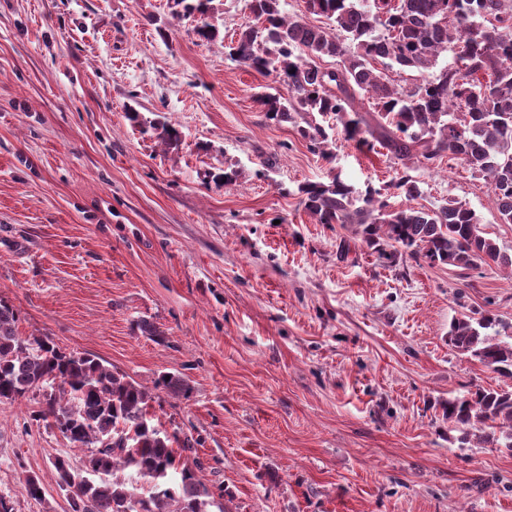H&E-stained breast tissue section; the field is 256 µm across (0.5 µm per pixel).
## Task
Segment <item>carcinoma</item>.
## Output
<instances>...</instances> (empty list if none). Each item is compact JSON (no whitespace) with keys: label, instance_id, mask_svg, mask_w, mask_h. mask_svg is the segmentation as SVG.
Listing matches in <instances>:
<instances>
[{"label":"carcinoma","instance_id":"cac0c4a2","mask_svg":"<svg viewBox=\"0 0 512 512\" xmlns=\"http://www.w3.org/2000/svg\"><path fill=\"white\" fill-rule=\"evenodd\" d=\"M214 0H172L177 19L197 17L196 34L219 37L209 21ZM283 0H246L248 20L227 45L230 60L287 88L288 95H258L266 117L295 122L308 149L332 158L335 127L362 149L378 142L401 163L388 189L404 198L392 207L379 190H359L330 171L327 179L298 186L304 209L319 224L349 225L390 264L407 255L457 268L470 277L493 263L512 271V255L484 232L476 212L448 198L436 208L414 206L423 195L413 166L459 162L489 186L500 220L512 223V9L500 0H306L311 25L283 10ZM453 63L438 66L448 45ZM331 58L336 65L323 66ZM383 68L378 69L373 62ZM397 67L421 74L411 87L397 82ZM439 68L433 76L425 73ZM367 98L375 123L354 107ZM167 144L178 130L151 121ZM17 311L0 299V402H16L50 389L53 397L34 415L53 419L76 448H104L96 459L99 480L80 481L70 462L55 461L70 512H233L217 503L195 471L181 461L194 448L159 429L149 416L151 389H181L176 378L149 388L88 355L66 353L47 336L24 337ZM448 345L498 374L512 378V324L490 310H471L450 323ZM448 421L462 427L461 447L476 443L512 453V387L478 388L450 399Z\"/></svg>","mask_w":512,"mask_h":512}]
</instances>
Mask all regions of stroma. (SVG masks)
I'll list each match as a JSON object with an SVG mask.
<instances>
[{
    "mask_svg": "<svg viewBox=\"0 0 512 512\" xmlns=\"http://www.w3.org/2000/svg\"><path fill=\"white\" fill-rule=\"evenodd\" d=\"M214 5L221 36L206 42L168 0H0V298L20 335L153 386L154 423L195 440L197 477L234 512H512V453L461 447L442 416L505 385L447 336L467 309L512 323V277L392 267L316 223L298 185L333 169L380 188L401 167L340 132L325 159L268 120L255 94L270 77L224 53L245 0ZM228 167L236 183L215 185ZM414 175L420 205L467 202L512 254L484 180L456 162ZM164 375L183 390L155 387ZM39 401L0 403V497L69 512L54 461L84 452L34 420Z\"/></svg>",
    "mask_w": 512,
    "mask_h": 512,
    "instance_id": "stroma-1",
    "label": "stroma"
}]
</instances>
